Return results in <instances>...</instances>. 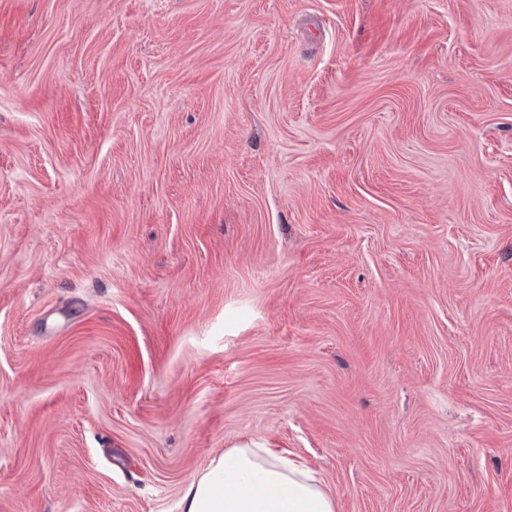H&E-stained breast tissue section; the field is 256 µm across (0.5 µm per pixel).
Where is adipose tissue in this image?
I'll return each mask as SVG.
<instances>
[{
	"mask_svg": "<svg viewBox=\"0 0 512 512\" xmlns=\"http://www.w3.org/2000/svg\"><path fill=\"white\" fill-rule=\"evenodd\" d=\"M303 463L249 443L211 458L185 488L181 512H335Z\"/></svg>",
	"mask_w": 512,
	"mask_h": 512,
	"instance_id": "adipose-tissue-1",
	"label": "adipose tissue"
}]
</instances>
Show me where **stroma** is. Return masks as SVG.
I'll list each match as a JSON object with an SVG mask.
<instances>
[{"label": "stroma", "mask_w": 512, "mask_h": 512, "mask_svg": "<svg viewBox=\"0 0 512 512\" xmlns=\"http://www.w3.org/2000/svg\"><path fill=\"white\" fill-rule=\"evenodd\" d=\"M250 440L512 512V0H0V512Z\"/></svg>", "instance_id": "35a3bbf8"}]
</instances>
